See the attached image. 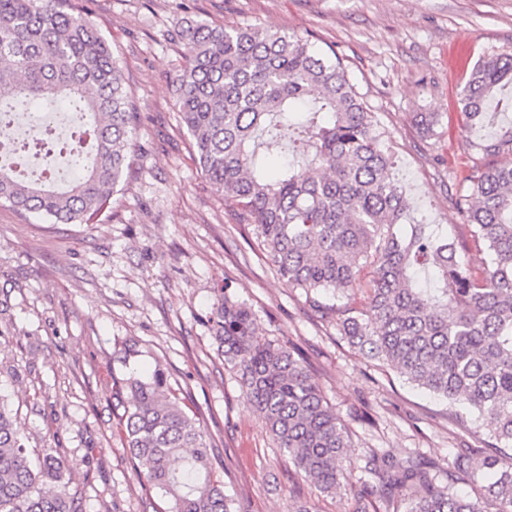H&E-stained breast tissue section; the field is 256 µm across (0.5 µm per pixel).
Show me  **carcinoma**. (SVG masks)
Masks as SVG:
<instances>
[{
    "label": "carcinoma",
    "mask_w": 512,
    "mask_h": 512,
    "mask_svg": "<svg viewBox=\"0 0 512 512\" xmlns=\"http://www.w3.org/2000/svg\"><path fill=\"white\" fill-rule=\"evenodd\" d=\"M176 36L179 121L193 138L205 178L253 228L265 259L306 301L336 318L340 333L408 383L448 405H464L496 444L479 460L463 449L439 480L419 456L401 462L372 449L371 480L353 481L351 431L329 407L290 343L260 337L253 312L228 298L212 319L213 339L296 472L319 491L344 489L354 512H512V162L472 166L470 194L456 200L466 234L437 237L425 224L400 230L403 189L387 170V131L351 83L343 59L296 34L188 21ZM512 85V50L483 58L459 93L474 130L497 123L487 111ZM0 146L12 151L9 114L63 102L92 117L87 150L62 146L77 177L50 189L52 172L29 176L0 166V203L53 223L94 224L129 166L139 112L119 60L75 0H0ZM304 119L292 120L298 107ZM481 159L512 152V124L469 141ZM484 244L472 268L462 254ZM431 270L436 287L416 274ZM364 284L357 310L326 302ZM127 397L120 440L169 512H235L213 469V446L158 369L115 380ZM0 401V512H81L71 478L46 449L32 456ZM481 492H463L478 472Z\"/></svg>",
    "instance_id": "cac0c4a2"
}]
</instances>
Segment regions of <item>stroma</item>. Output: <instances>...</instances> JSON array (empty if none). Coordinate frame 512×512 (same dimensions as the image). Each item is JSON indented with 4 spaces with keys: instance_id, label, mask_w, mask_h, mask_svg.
I'll return each mask as SVG.
<instances>
[{
    "instance_id": "35a3bbf8",
    "label": "stroma",
    "mask_w": 512,
    "mask_h": 512,
    "mask_svg": "<svg viewBox=\"0 0 512 512\" xmlns=\"http://www.w3.org/2000/svg\"><path fill=\"white\" fill-rule=\"evenodd\" d=\"M140 112L136 150L98 224H48L0 205V399L26 443L64 461L82 512H168L124 450L112 392L125 370H164L224 463V492L241 512H351L344 492L304 482L245 402L218 353L211 318L224 299L246 304L262 337L302 352L352 431L354 476L370 449L417 454L450 468L457 448L493 443L476 413L459 428L446 400L351 347L301 289L282 280L203 177L178 122L172 81L180 24H250L308 39L343 57L389 132V175L414 222L451 235L473 160L458 94L466 61L512 50V0H87ZM438 123L422 135L413 117Z\"/></svg>"
}]
</instances>
